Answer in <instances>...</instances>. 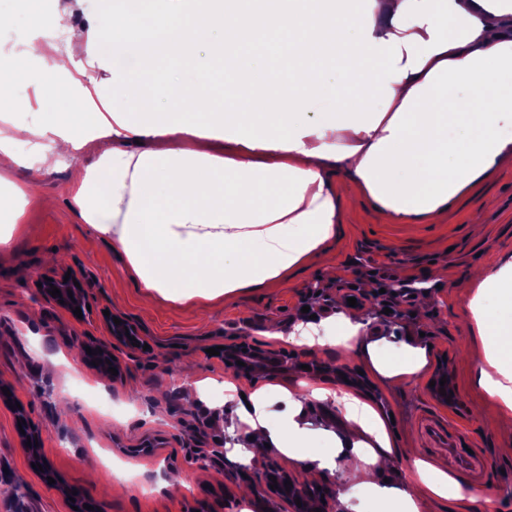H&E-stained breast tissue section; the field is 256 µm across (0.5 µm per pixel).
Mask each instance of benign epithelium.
<instances>
[{"mask_svg": "<svg viewBox=\"0 0 512 512\" xmlns=\"http://www.w3.org/2000/svg\"><path fill=\"white\" fill-rule=\"evenodd\" d=\"M42 289L41 295L55 306L66 309L69 311L75 310L77 307H84L86 294L83 288L84 282L77 276H70L69 280H64L62 276H53L51 281L44 279L40 280ZM56 286L61 295L54 297L49 294L51 286ZM121 323L115 324L113 317L106 319V327L109 335L112 338L113 345L103 343L96 344V348L100 349V353L96 354L94 360L100 361L98 365L99 370L106 376L111 375L108 368L113 367L116 370H121V365L112 354V347L121 346L127 349L133 348L132 342L142 344V336L139 328L130 320L125 317H120ZM244 359L250 360L246 367L237 365V361ZM272 359L269 354L260 348H256L245 341H234L224 344V366L233 370L236 373L251 374L256 370H266L268 372L288 373L290 368L285 365L270 366ZM311 368L310 374L314 377H323L333 375L336 379H341V376H346L349 381H354L351 372L346 367H337L335 364L314 358L308 362ZM22 428L24 434L20 435V442L23 443L22 449L26 453L29 462L32 464H41L43 472H52V467L49 461L42 454L41 446H28L27 440H41V431L39 428L32 426L28 423H23ZM275 477V480H270V477ZM290 481L292 485L285 487V482ZM277 484V487L270 488V485ZM255 497L264 504L266 512L274 510V504L278 501L288 503L290 512H316V509H321V512H337L339 504L337 502V489L336 483L327 481L319 484L304 483L297 479V477L281 468L273 462H267L263 468V479L254 487ZM300 499L301 505H296L295 499Z\"/></svg>", "mask_w": 512, "mask_h": 512, "instance_id": "1", "label": "benign epithelium"}]
</instances>
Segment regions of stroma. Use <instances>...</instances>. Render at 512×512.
Instances as JSON below:
<instances>
[{
    "label": "stroma",
    "instance_id": "stroma-1",
    "mask_svg": "<svg viewBox=\"0 0 512 512\" xmlns=\"http://www.w3.org/2000/svg\"><path fill=\"white\" fill-rule=\"evenodd\" d=\"M6 17L0 33L23 31L30 66H38L37 46L43 30L29 20L22 0H0ZM108 61L84 55L69 66L62 79L71 98L87 111L114 108L108 96L112 85ZM18 165L0 179V220L9 218L16 202L15 187L28 188L26 224L16 233L8 253L0 252V388L11 390L0 399V484L11 483L0 496V512H70L56 486L36 474L17 435V409L42 427V452L55 473L78 490L94 512H239L244 481L259 482L264 460L290 472L296 463L279 449L261 458L247 446V428L231 424L223 406L225 383H241V376L224 366L223 356L212 349L245 339L280 357L303 361L315 356L363 371L365 388L350 389L351 397L369 407L384 423L399 454L388 475L393 487L419 481L417 466L447 467L464 495L465 512H512V457L501 450L512 447V418L497 419L494 412L478 413L482 400L476 384L477 347L470 329V302L475 289L466 285L478 267L494 269L512 258V169L480 183L452 204L441 223H392L357 193L341 199L343 233L328 244L297 274L266 288L235 292L228 300L207 306L197 302L173 303L157 299L151 314H144L145 288L126 273L125 258L108 240L81 222L66 192L72 166L35 174L32 144L18 145ZM25 265L26 277H17L16 265ZM73 273L86 283L89 307L82 317L58 309L36 292L47 275ZM413 277L415 292L404 305L401 318L375 319L381 285H398ZM350 282L363 288L357 312L368 335L379 339V355L396 359L407 335L422 336L429 345L428 364L419 376L393 381L382 377L352 344L309 349L293 342L269 338L268 323L285 328L309 317L332 320L347 312L341 286ZM124 316L145 336L144 350H118L126 370L118 380L100 376L88 362L75 361L62 372L53 359L77 352L73 337L110 343L106 313ZM447 369L457 392L455 407L442 404L430 387L440 369ZM209 379V394L189 403L181 393L192 382ZM67 401L73 418H58V401ZM307 447L311 454L336 457V420L310 407ZM448 424L484 462V491H475L458 458L434 446L424 424ZM148 436L160 437L155 459L138 447ZM224 440L222 462L199 467L195 450ZM123 463L126 473L150 475L154 492L134 493L108 463ZM245 478H237L238 468Z\"/></svg>",
    "mask_w": 512,
    "mask_h": 512
}]
</instances>
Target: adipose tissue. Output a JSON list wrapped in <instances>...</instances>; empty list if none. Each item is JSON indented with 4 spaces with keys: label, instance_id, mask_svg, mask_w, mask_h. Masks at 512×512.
Wrapping results in <instances>:
<instances>
[{
    "label": "adipose tissue",
    "instance_id": "1",
    "mask_svg": "<svg viewBox=\"0 0 512 512\" xmlns=\"http://www.w3.org/2000/svg\"><path fill=\"white\" fill-rule=\"evenodd\" d=\"M373 38H399L408 71L392 83L393 99L376 129L324 128L299 149L225 150L219 138L176 131L145 134L94 116L90 134L55 123L30 127L0 118V172L18 161L15 146L54 135L41 168L91 150L94 159L72 169L66 191L83 223L111 241L128 274L164 299L214 300L238 289L291 278L294 271L340 232V196L351 187L397 224L440 223L451 201L512 167V0H375ZM88 33L71 31L64 52L46 54L39 68L18 59L0 71V89L15 74L31 83L66 70L87 51ZM343 173L345 183L335 182ZM482 294L499 314L473 307L483 346L477 384L487 402L512 409V260L498 273L481 274ZM343 337L330 323L301 322L292 331L273 324L268 336L306 347L355 340L358 353L382 376L402 379L427 365L418 338L401 344V360L377 353L356 313L340 316ZM338 411L342 425L336 456L358 485L389 495L395 512H422L428 495L462 497L458 480L425 467L419 484L387 488L397 450L382 421L345 394L312 385L282 392L273 401L230 386L224 397L247 426L250 447L279 449L303 473L321 481L331 464L303 446L309 403Z\"/></svg>",
    "mask_w": 512,
    "mask_h": 512
}]
</instances>
